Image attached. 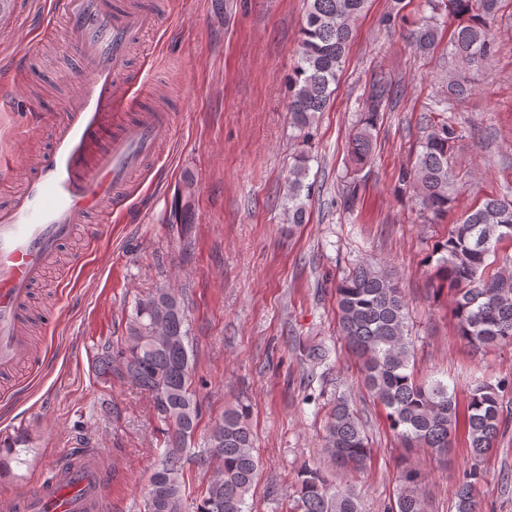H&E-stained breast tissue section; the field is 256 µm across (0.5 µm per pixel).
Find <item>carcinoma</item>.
<instances>
[{"mask_svg":"<svg viewBox=\"0 0 512 512\" xmlns=\"http://www.w3.org/2000/svg\"><path fill=\"white\" fill-rule=\"evenodd\" d=\"M368 0H307L290 101L293 127L309 135L316 114L329 106L353 37V24ZM432 9L444 5L459 19L450 36L455 57L463 64L486 67L494 55V22L501 0H429ZM439 28L422 19L414 34L418 53L438 45ZM472 92L467 80H448V96ZM398 93L382 76L370 86L349 152L357 166L373 157V136L380 113ZM430 130L420 144L411 168L398 174L403 189L412 191L426 211L438 218L448 212L458 184L449 165L459 132L448 118V104L433 102ZM307 167L299 166L288 181V204L295 223L304 222ZM512 238V199L489 195L438 242L432 277L453 294V313L459 335L476 348L512 343V257L498 259V244ZM338 326L348 350L360 363L364 385L386 411L389 428L404 447L429 448L447 455L458 427V402L448 386L425 384L410 367L411 340L408 302L393 274L361 262L336 284ZM188 305L175 289L158 285L135 301L128 318L119 375L148 394L163 421L165 449L149 479L147 512H246V496L257 480L260 460L255 454L250 408L238 402L224 409L211 428L198 465L213 476L193 505H187L184 464L200 420V401L193 388L194 350L189 344ZM179 336V348L162 345L161 337ZM501 383L484 382L467 397L465 428L468 448L478 461L489 453L501 431L508 428L499 399ZM325 448L336 468L347 476L363 471L371 459L364 427L349 402L340 398L330 408ZM481 480L478 466L469 469L455 493V512H480L475 495ZM293 512H361L357 496L334 483L327 473L304 467L296 474ZM388 512H426L419 475L402 474V487Z\"/></svg>","mask_w":512,"mask_h":512,"instance_id":"1","label":"carcinoma"}]
</instances>
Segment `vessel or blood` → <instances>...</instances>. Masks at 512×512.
Returning <instances> with one entry per match:
<instances>
[{"instance_id":"b4317fda","label":"vessel or blood","mask_w":512,"mask_h":512,"mask_svg":"<svg viewBox=\"0 0 512 512\" xmlns=\"http://www.w3.org/2000/svg\"><path fill=\"white\" fill-rule=\"evenodd\" d=\"M45 11L63 18L64 29L39 26L22 56L0 62V80L23 78L25 57L62 38L82 92L65 103L49 126L47 151L0 205L1 383L42 361L29 305L64 246L79 236L93 243L113 214L128 211L134 186L174 132L170 113L142 103L155 68L145 38L159 28L152 0H45ZM111 481L102 457L63 454L36 489L9 500L7 512H108Z\"/></svg>"}]
</instances>
